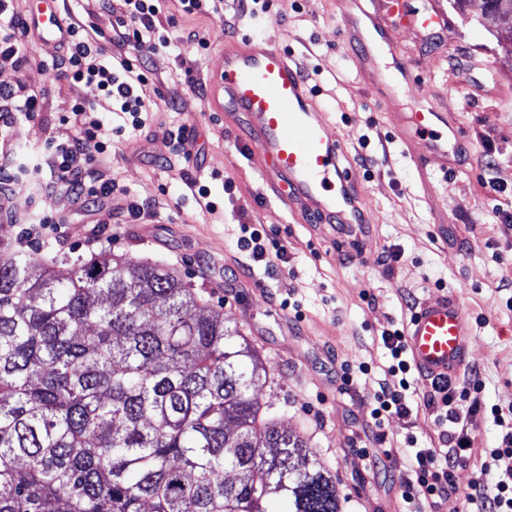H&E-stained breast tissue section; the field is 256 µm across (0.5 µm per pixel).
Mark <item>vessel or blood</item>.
I'll return each mask as SVG.
<instances>
[{
	"instance_id": "obj_1",
	"label": "vessel or blood",
	"mask_w": 512,
	"mask_h": 512,
	"mask_svg": "<svg viewBox=\"0 0 512 512\" xmlns=\"http://www.w3.org/2000/svg\"><path fill=\"white\" fill-rule=\"evenodd\" d=\"M58 2L34 0L28 24L39 40H69L70 24L61 17ZM371 2V9L361 13L341 12L336 24L359 73L377 90L381 105L390 107L416 83L405 62L396 64L395 84L380 67L379 56L391 42L393 24L430 30L440 16L416 10L412 0ZM210 93L215 111H228L230 118L243 121L246 136L241 147L262 176L261 192L270 194L297 223L318 217L326 224L343 225L351 236L372 223L361 181L347 164L350 151L317 106L293 53L264 39L225 42ZM418 99L417 112L397 120V139L414 144L412 160L420 171H427L433 159L442 170L455 168L464 144L461 130L449 124L447 114L426 93H419ZM404 334L410 358L425 378L445 381L460 373L468 354L469 317L455 298L444 295L419 302Z\"/></svg>"
}]
</instances>
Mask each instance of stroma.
Returning a JSON list of instances; mask_svg holds the SVG:
<instances>
[{
    "label": "stroma",
    "mask_w": 512,
    "mask_h": 512,
    "mask_svg": "<svg viewBox=\"0 0 512 512\" xmlns=\"http://www.w3.org/2000/svg\"><path fill=\"white\" fill-rule=\"evenodd\" d=\"M413 5L441 10L443 26L421 32L395 27L393 43L469 144L455 173L444 175L433 161L425 180L409 145L393 137L394 115L380 107L341 40L336 15L342 0H296L292 7L277 2L268 12L236 19L237 36L268 38L294 50L352 157L375 158L374 168L357 169L375 220L371 246L340 248L332 230L314 238L307 225L291 223L273 201L259 196L257 174L236 152L243 129L221 122L210 99L196 93L219 66L224 42L223 21L205 15L176 16L170 32L199 31L209 42L206 51L181 45L150 58L156 88L151 126L115 138L94 164L98 175L115 179L130 196L155 201L158 223L134 221L107 206L79 210L54 195L46 207L61 224L60 245H28L45 258H88L93 254L88 241L101 227L103 250L134 263L152 259L178 269L208 305L223 308L225 325L238 328L261 352L269 381L257 392L259 403L335 476L342 512H397L406 436H416L425 447L440 445L435 413L422 407L384 420L381 445L392 451L385 471H376L373 456L363 451L386 363L381 333L410 318L402 295L418 301L449 295L469 313V356L459 377L467 379L470 368H478L487 406L469 421L475 450L499 442L490 406L512 404V292L505 288L512 282V232L504 230L500 215L512 207V54L497 43L501 21L464 25L448 0ZM28 51L36 62L24 75L0 65V85L21 79L44 93L37 117L17 119L0 135V158L21 165L24 184L21 191L0 194L5 239L21 237L19 220L35 207L31 193L48 180L42 150L59 132L60 115L89 95L84 83L46 69L63 48L36 40ZM173 121L191 131L193 158L170 156L164 129ZM191 180L206 184L223 201V223H213L195 198L185 195ZM490 180L501 184L503 193H490ZM243 224L263 225L284 249L247 276L241 271L246 257L237 247ZM393 250L401 258L390 265L386 256ZM364 363L370 373L343 388L342 366Z\"/></svg>",
    "instance_id": "obj_1"
}]
</instances>
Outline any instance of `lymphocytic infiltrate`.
Returning a JSON list of instances; mask_svg holds the SVG:
<instances>
[{"label": "lymphocytic infiltrate", "mask_w": 512, "mask_h": 512, "mask_svg": "<svg viewBox=\"0 0 512 512\" xmlns=\"http://www.w3.org/2000/svg\"><path fill=\"white\" fill-rule=\"evenodd\" d=\"M11 0H0V60L11 62L24 71L32 62L27 51L30 30L25 16L15 13ZM165 0H103L102 6L112 15V32L120 53L107 57L96 35H74L65 55L53 60L51 69L85 83L88 99L76 102L60 120L61 135L45 146L50 170L48 193H63L82 209L111 203L114 210L132 219L152 214L150 204L134 199L119 187L115 179H100L92 163L96 155L105 153L109 138L100 119L110 106H118L125 128L138 132L150 117V101L146 95L152 82L148 60L159 48L169 46L171 37L160 17ZM41 91L26 88L23 82L0 86V102H9L13 111L0 113V133L18 118L37 116L41 109ZM381 338L390 355L387 378L374 397V427H381L387 416L409 415L411 399L421 394L425 407L436 409L435 418L442 441L438 448L410 444L407 468L399 479L400 500L416 506L426 504L431 512H512V418H505L499 407H486L480 399L482 383L471 377L466 383L429 381L425 391H418L410 381L413 371L403 327L383 330ZM491 411L501 429L499 446L485 449L483 455L473 453V437L468 428L471 415ZM476 463L481 473L467 491L456 485L458 468ZM496 475L495 483H487V475Z\"/></svg>", "instance_id": "lymphocytic-infiltrate-1"}]
</instances>
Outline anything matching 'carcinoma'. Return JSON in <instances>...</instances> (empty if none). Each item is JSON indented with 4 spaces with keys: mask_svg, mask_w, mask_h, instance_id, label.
<instances>
[{
    "mask_svg": "<svg viewBox=\"0 0 512 512\" xmlns=\"http://www.w3.org/2000/svg\"><path fill=\"white\" fill-rule=\"evenodd\" d=\"M467 24L512 0H450ZM267 370L177 272L0 237V512H341L254 396Z\"/></svg>",
    "mask_w": 512,
    "mask_h": 512,
    "instance_id": "cac0c4a2",
    "label": "carcinoma"
}]
</instances>
